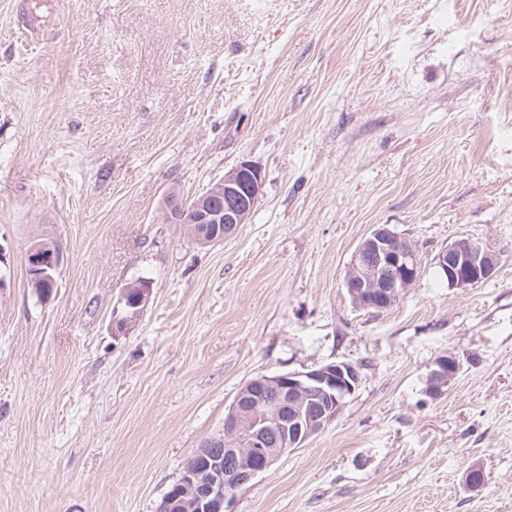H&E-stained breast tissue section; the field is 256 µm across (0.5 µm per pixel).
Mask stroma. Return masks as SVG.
I'll return each mask as SVG.
<instances>
[{
    "instance_id": "obj_1",
    "label": "stroma",
    "mask_w": 512,
    "mask_h": 512,
    "mask_svg": "<svg viewBox=\"0 0 512 512\" xmlns=\"http://www.w3.org/2000/svg\"><path fill=\"white\" fill-rule=\"evenodd\" d=\"M243 161L224 243L166 219ZM377 224L421 265L383 311L343 286ZM464 238L499 262L461 290ZM0 248V512H156L245 383L341 362L340 415L225 512H512V0H0ZM29 247L26 255L27 273L30 285L36 294L47 300L57 287V276L65 262L64 250L60 243L48 239ZM498 264L496 253L485 243L460 239L437 256L439 273L446 275L451 288L463 289L489 278ZM443 270H441L440 268ZM121 289L119 302L112 312V335H126L132 325L139 319L151 301L152 288L148 280H137L134 285L139 288L128 287ZM459 371L460 361L456 355L448 354L438 358L427 378L426 393L432 398L440 397L447 392Z\"/></svg>"
}]
</instances>
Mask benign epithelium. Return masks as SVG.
<instances>
[{"mask_svg":"<svg viewBox=\"0 0 512 512\" xmlns=\"http://www.w3.org/2000/svg\"><path fill=\"white\" fill-rule=\"evenodd\" d=\"M262 170L241 162L220 178L212 191L192 204L191 224H202L203 244L222 243L249 219L264 185ZM65 262L60 243H35L26 255L30 285L43 300L57 287ZM498 264L496 253L485 243L460 239L437 256L436 265L448 287L463 289L489 278ZM421 266L416 250L386 224H378L357 246L343 281L352 302L362 308H390L417 280ZM147 280L121 289L119 307L112 312V335L127 334L151 301ZM460 371L454 354L438 358L426 384L437 398L448 390ZM360 372L350 363H332L307 372L259 376L237 392L224 419V434L208 441L187 460L177 496H167L164 506L185 512H224L229 487L240 488L269 469L284 454L302 447L331 424L345 400L358 387ZM473 490L484 488L489 478L479 465L465 474Z\"/></svg>","mask_w":512,"mask_h":512,"instance_id":"benign-epithelium-1","label":"benign epithelium"}]
</instances>
